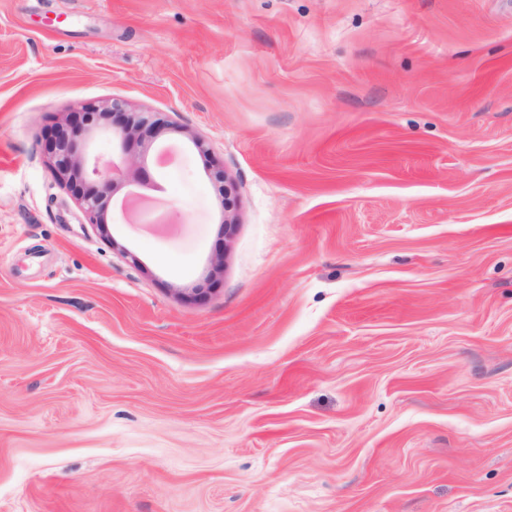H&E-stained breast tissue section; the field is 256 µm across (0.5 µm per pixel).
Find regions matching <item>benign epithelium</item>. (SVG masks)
Returning <instances> with one entry per match:
<instances>
[{"instance_id": "benign-epithelium-1", "label": "benign epithelium", "mask_w": 512, "mask_h": 512, "mask_svg": "<svg viewBox=\"0 0 512 512\" xmlns=\"http://www.w3.org/2000/svg\"><path fill=\"white\" fill-rule=\"evenodd\" d=\"M103 115L107 123L96 131L112 135L126 152L136 145H150L162 134L178 130L154 112H128L118 100L105 107ZM53 154L58 181L78 193V200L92 223L98 226L108 224L112 195L125 185L126 173L115 165L103 164L90 157L88 152L63 135L55 138ZM209 177L224 178V235L228 236L235 226L237 200L234 186L229 177L223 176L220 168L211 170Z\"/></svg>"}]
</instances>
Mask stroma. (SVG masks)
<instances>
[{
	"mask_svg": "<svg viewBox=\"0 0 512 512\" xmlns=\"http://www.w3.org/2000/svg\"><path fill=\"white\" fill-rule=\"evenodd\" d=\"M0 512H512V0H0ZM103 115L108 122L98 128L88 129V133L112 135L113 139L119 140L125 152H130L135 145H150L165 132L176 129V126L157 116L155 112H126L123 103L118 100L105 107ZM55 172L58 181L78 193V200L92 221L105 226L112 195L126 182V173L112 163L102 164L91 158L66 136L55 138L53 144ZM223 169H213L209 173L210 178L220 179L223 176ZM224 233L230 235L235 226L236 195L232 181L224 172Z\"/></svg>",
	"mask_w": 512,
	"mask_h": 512,
	"instance_id": "1",
	"label": "stroma"
}]
</instances>
